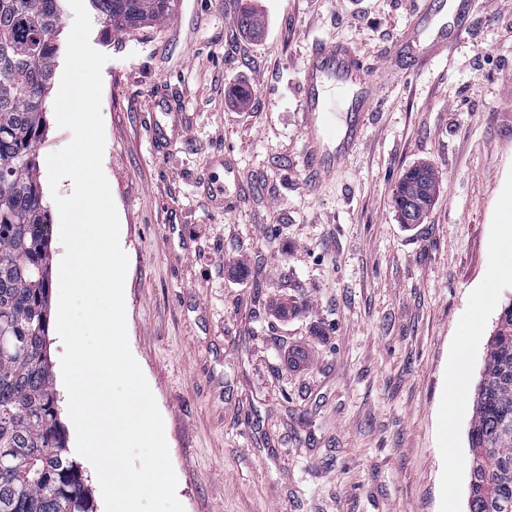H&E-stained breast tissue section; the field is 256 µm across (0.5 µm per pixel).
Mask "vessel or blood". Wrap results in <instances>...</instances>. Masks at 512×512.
Here are the masks:
<instances>
[{"instance_id": "b4317fda", "label": "vessel or blood", "mask_w": 512, "mask_h": 512, "mask_svg": "<svg viewBox=\"0 0 512 512\" xmlns=\"http://www.w3.org/2000/svg\"><path fill=\"white\" fill-rule=\"evenodd\" d=\"M469 12L467 0H426L420 41L413 46L417 59L425 61L447 50L448 31L443 22L446 14L454 15L456 29L461 32L466 28ZM326 84L349 93L350 110L362 112L376 92L379 79L358 64L356 54L350 47L319 44L309 53L301 79V108L305 117L309 158L323 173L329 172L334 162L344 161L361 135V128L356 123L345 130H337L333 115L335 106L321 94ZM178 111V106L171 104L152 115L158 135L165 144H173L180 135L178 125L171 122ZM327 140L335 141V156L324 154L322 144Z\"/></svg>"}]
</instances>
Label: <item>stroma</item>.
<instances>
[{
	"mask_svg": "<svg viewBox=\"0 0 512 512\" xmlns=\"http://www.w3.org/2000/svg\"><path fill=\"white\" fill-rule=\"evenodd\" d=\"M246 7L259 38L241 31ZM420 9L178 0L127 34L89 12L108 57L103 170L128 256V342L185 512H469L472 399L512 295V0H472L465 32L416 67L398 49ZM336 42L383 89L363 116L336 112L362 119V139L323 177L299 80L312 47ZM238 86L252 108L235 106ZM165 99L183 133L162 150L150 114ZM419 163L438 191L406 226L393 191ZM206 179L223 204L203 198Z\"/></svg>",
	"mask_w": 512,
	"mask_h": 512,
	"instance_id": "1",
	"label": "stroma"
}]
</instances>
